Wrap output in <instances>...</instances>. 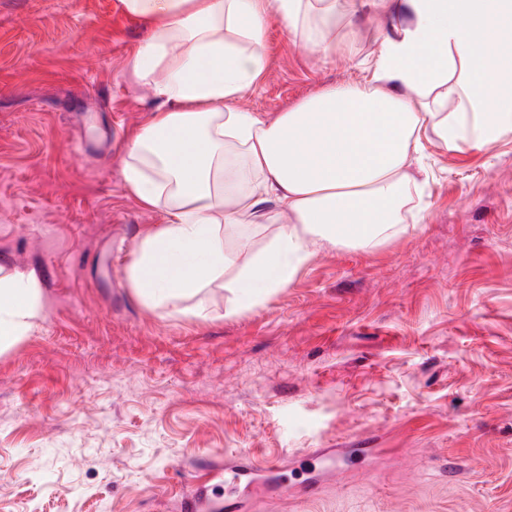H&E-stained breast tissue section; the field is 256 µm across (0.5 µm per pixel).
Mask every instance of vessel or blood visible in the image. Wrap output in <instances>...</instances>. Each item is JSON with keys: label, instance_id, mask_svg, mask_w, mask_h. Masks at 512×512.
Here are the masks:
<instances>
[{"label": "vessel or blood", "instance_id": "1", "mask_svg": "<svg viewBox=\"0 0 512 512\" xmlns=\"http://www.w3.org/2000/svg\"><path fill=\"white\" fill-rule=\"evenodd\" d=\"M369 456V449L353 451L350 448H325L317 457V462L306 471L304 477L291 485H281V492L300 493L315 496L330 479L338 477L343 465L353 454ZM280 472L277 464H262L247 454L238 456L224 467V512H240L243 504L252 498Z\"/></svg>", "mask_w": 512, "mask_h": 512}]
</instances>
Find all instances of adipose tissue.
Instances as JSON below:
<instances>
[{"label":"adipose tissue","mask_w":512,"mask_h":512,"mask_svg":"<svg viewBox=\"0 0 512 512\" xmlns=\"http://www.w3.org/2000/svg\"><path fill=\"white\" fill-rule=\"evenodd\" d=\"M389 18L370 78L309 97L267 119L232 104L266 72L276 16L294 39L336 50L339 15L365 4ZM149 35L133 60L161 104L134 132L125 185L164 214L127 266L143 305L197 320L207 294L226 314L262 305L320 250L373 248L406 235L423 139L446 149L494 144L512 131L497 45L512 0H121ZM458 111H448L449 102ZM271 232L249 244L245 228ZM35 271L0 276V352L43 319Z\"/></svg>","instance_id":"ef3b65f1"}]
</instances>
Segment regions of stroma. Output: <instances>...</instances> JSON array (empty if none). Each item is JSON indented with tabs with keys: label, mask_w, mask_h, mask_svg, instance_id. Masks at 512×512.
<instances>
[{
	"label": "stroma",
	"mask_w": 512,
	"mask_h": 512,
	"mask_svg": "<svg viewBox=\"0 0 512 512\" xmlns=\"http://www.w3.org/2000/svg\"><path fill=\"white\" fill-rule=\"evenodd\" d=\"M383 21L365 9L353 52L323 57L270 19L236 109L363 82ZM145 36L120 0H0V265L36 270L46 299L0 354V512H179L193 487L223 500L226 459L304 468L318 448L384 462L244 512H512V132L425 142L407 235L319 252L239 316L218 289L208 320L171 315L126 280L163 221L122 176L160 105L131 67Z\"/></svg>",
	"instance_id": "obj_1"
}]
</instances>
